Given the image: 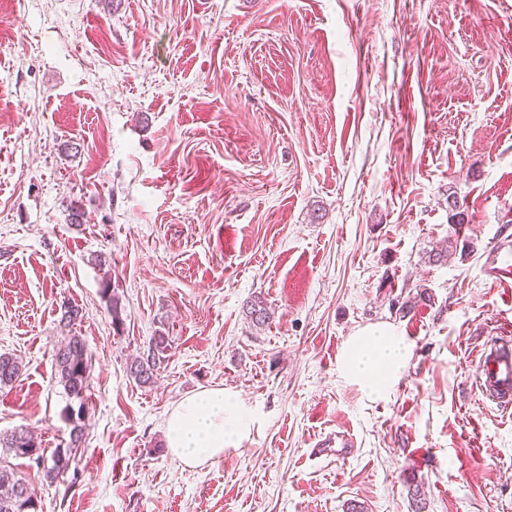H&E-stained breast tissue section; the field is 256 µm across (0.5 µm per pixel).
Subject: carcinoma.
Instances as JSON below:
<instances>
[{"instance_id": "cac0c4a2", "label": "carcinoma", "mask_w": 512, "mask_h": 512, "mask_svg": "<svg viewBox=\"0 0 512 512\" xmlns=\"http://www.w3.org/2000/svg\"><path fill=\"white\" fill-rule=\"evenodd\" d=\"M170 342L158 331L142 354L130 365V375L140 384H150L169 360ZM59 385L69 399L66 418L72 425L70 440L80 443L84 430V412L89 391V367L85 340L73 334L65 338L54 353ZM22 362L9 354H0V388L12 385L20 376ZM34 461L43 477L53 482L67 474L71 466L72 446L55 449L46 455L31 433L20 428L0 434V452ZM0 512H38L35 488L7 469L0 468Z\"/></svg>"}]
</instances>
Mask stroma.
Masks as SVG:
<instances>
[{
    "instance_id": "stroma-1",
    "label": "stroma",
    "mask_w": 512,
    "mask_h": 512,
    "mask_svg": "<svg viewBox=\"0 0 512 512\" xmlns=\"http://www.w3.org/2000/svg\"><path fill=\"white\" fill-rule=\"evenodd\" d=\"M509 252L512 0H0V432L70 441L62 301L90 365L69 474L4 460L39 512H512L473 386ZM381 327L411 353L371 400L340 363ZM205 388L248 431L189 467L166 420ZM170 348L169 336L157 331L148 342L147 349L131 362L130 375L139 384H151L156 373L167 364Z\"/></svg>"
}]
</instances>
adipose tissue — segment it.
Returning a JSON list of instances; mask_svg holds the SVG:
<instances>
[{"instance_id":"1","label":"adipose tissue","mask_w":512,"mask_h":512,"mask_svg":"<svg viewBox=\"0 0 512 512\" xmlns=\"http://www.w3.org/2000/svg\"><path fill=\"white\" fill-rule=\"evenodd\" d=\"M410 356L405 339L387 328L356 337L341 363L343 376L371 399L386 396ZM168 446L183 464L196 466L222 458L237 447L247 430L239 402L221 389L204 390L183 399L166 422Z\"/></svg>"}]
</instances>
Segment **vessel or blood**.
Returning <instances> with one entry per match:
<instances>
[{
    "label": "vessel or blood",
    "mask_w": 512,
    "mask_h": 512,
    "mask_svg": "<svg viewBox=\"0 0 512 512\" xmlns=\"http://www.w3.org/2000/svg\"><path fill=\"white\" fill-rule=\"evenodd\" d=\"M483 398L512 407V336H498L484 348L477 380Z\"/></svg>",
    "instance_id": "vessel-or-blood-1"
}]
</instances>
